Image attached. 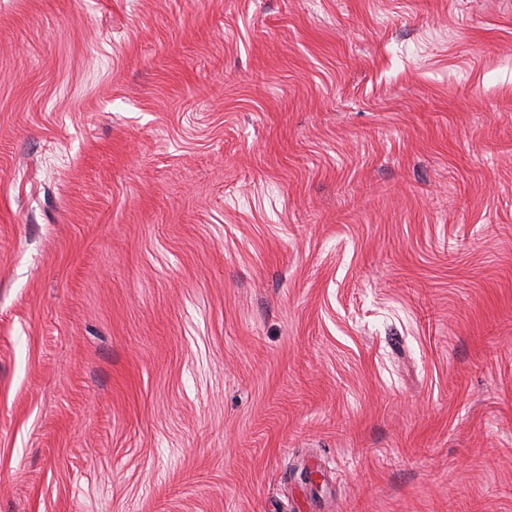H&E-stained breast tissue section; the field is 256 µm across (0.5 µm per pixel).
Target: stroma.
I'll return each instance as SVG.
<instances>
[{"instance_id":"35a3bbf8","label":"stroma","mask_w":512,"mask_h":512,"mask_svg":"<svg viewBox=\"0 0 512 512\" xmlns=\"http://www.w3.org/2000/svg\"><path fill=\"white\" fill-rule=\"evenodd\" d=\"M0 512H512V0H0Z\"/></svg>"}]
</instances>
